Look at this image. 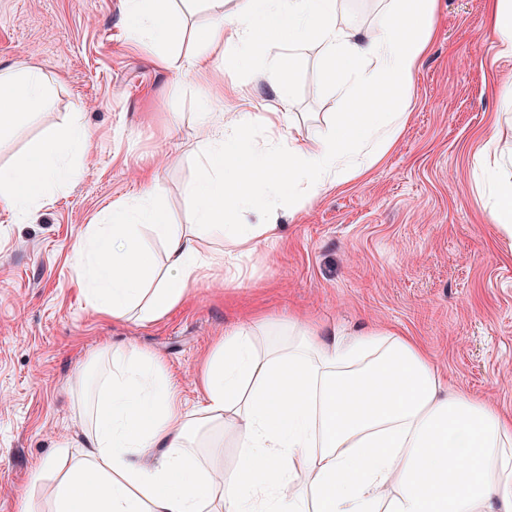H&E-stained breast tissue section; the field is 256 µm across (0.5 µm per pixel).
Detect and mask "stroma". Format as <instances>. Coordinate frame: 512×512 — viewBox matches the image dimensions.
Returning a JSON list of instances; mask_svg holds the SVG:
<instances>
[{"mask_svg": "<svg viewBox=\"0 0 512 512\" xmlns=\"http://www.w3.org/2000/svg\"><path fill=\"white\" fill-rule=\"evenodd\" d=\"M486 21L487 0H437L433 40L392 149L302 212L282 215V240L244 258L243 282L202 281L188 302L142 325L92 311L73 246L148 167L170 222L191 223L187 188L208 90L176 81L155 66L153 49L130 44L122 0H0V66L30 57L53 88L0 143V165L64 127L77 101L92 140L77 179L30 219L0 210V512H47L41 487L56 473L35 480L33 464L82 441L80 368L136 347L160 361L192 406L203 358L225 327L252 313L396 329L429 350L449 389L512 413V239L489 223L473 175L487 130L498 128L502 147H512V115L496 91L512 61L495 57ZM347 109L311 49L294 73L299 135Z\"/></svg>", "mask_w": 512, "mask_h": 512, "instance_id": "35a3bbf8", "label": "stroma"}]
</instances>
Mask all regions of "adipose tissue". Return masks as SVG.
Listing matches in <instances>:
<instances>
[{"label":"adipose tissue","mask_w":512,"mask_h":512,"mask_svg":"<svg viewBox=\"0 0 512 512\" xmlns=\"http://www.w3.org/2000/svg\"><path fill=\"white\" fill-rule=\"evenodd\" d=\"M211 21L182 51L170 0H124L129 39L156 63L215 86L202 104L190 185L193 224L169 223L151 174L89 225L75 267L91 308L152 323L190 298L203 277L234 281L241 261L281 238V205L301 211L362 174L397 141L433 31L436 0H394L370 28L337 22L340 0H204ZM496 55L512 58V0H489ZM340 76L350 106L308 137L288 117L292 73L310 46ZM234 53L274 90L272 112L244 109L246 84L216 61ZM48 94L25 57L0 67V141ZM91 138L78 122L51 129L20 161L0 166V207L27 219L72 183ZM490 131L474 174L488 217L512 238V182L500 179ZM256 214L251 224L246 214ZM156 243L148 248L142 231ZM92 398L79 453L46 492L51 512H512V415L449 392L440 368L410 337L371 326L353 339L296 315L225 330L204 362L190 407L161 363L135 348L106 376L80 373ZM239 450L224 465V439Z\"/></svg>","instance_id":"1"}]
</instances>
